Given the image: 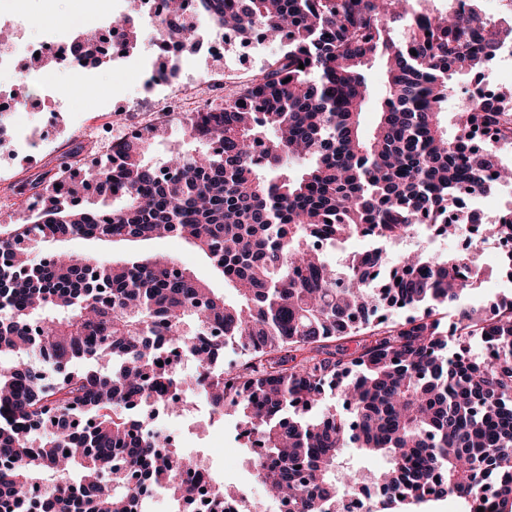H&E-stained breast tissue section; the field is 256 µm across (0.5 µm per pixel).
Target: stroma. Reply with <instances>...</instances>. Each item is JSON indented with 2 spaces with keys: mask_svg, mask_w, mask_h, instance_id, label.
Returning a JSON list of instances; mask_svg holds the SVG:
<instances>
[{
  "mask_svg": "<svg viewBox=\"0 0 512 512\" xmlns=\"http://www.w3.org/2000/svg\"><path fill=\"white\" fill-rule=\"evenodd\" d=\"M278 52L275 45L256 37L249 42L228 41L224 54L218 58L189 50L179 60L180 72L194 70L201 75L223 80L225 85L250 78ZM158 63L156 52L147 39H140L129 57L95 67L94 84L101 87L99 102L92 107L79 99V76L53 68H46L38 80L24 78L19 72L0 74V97L10 98L18 88H25L30 98H42L43 88H50L51 102L38 114L42 138L34 143H21L15 149L0 151V235L9 233L20 220L13 210L15 198L37 203L40 189L56 172L60 161L69 159L77 151L76 141L70 138V129L78 124H89L98 142H105L122 133L119 125L108 123V116L117 114L129 122H143L140 101L147 71ZM52 251H66L94 257L103 262L142 255L162 256L179 262L206 280L216 292H223L224 280L208 260L183 240L166 237L132 244H112L105 241H86L69 238L53 243ZM475 261L484 273L481 287L467 290L465 303L487 307L489 302L512 294V270L496 256L476 252ZM185 446H202L204 459L216 468L227 482L244 487L247 499L242 512H267L264 488L257 483L250 468V455L240 435L236 417L228 416L214 424H202L186 438Z\"/></svg>",
  "mask_w": 512,
  "mask_h": 512,
  "instance_id": "stroma-1",
  "label": "stroma"
}]
</instances>
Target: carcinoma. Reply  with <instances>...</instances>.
I'll use <instances>...</instances> for the list:
<instances>
[{
  "instance_id": "carcinoma-1",
  "label": "carcinoma",
  "mask_w": 512,
  "mask_h": 512,
  "mask_svg": "<svg viewBox=\"0 0 512 512\" xmlns=\"http://www.w3.org/2000/svg\"><path fill=\"white\" fill-rule=\"evenodd\" d=\"M202 2L213 28L286 41L224 100L182 117L205 151L152 163L155 129L113 144L83 175L63 161L35 215L0 238V252L19 259L0 264V354L13 359L0 365V505L46 481L53 492L21 512H147L160 493L191 504L199 490L179 474L197 461L161 443L145 407L179 413L197 394L259 444L254 476L288 512H348L371 485L383 505L453 498L466 512H512V298L487 310L461 303L458 252L418 245L390 268L384 249L426 225L457 235L463 192L512 180L495 148L455 145L477 120L496 124V109L463 105L452 137L442 120L456 77L482 72L512 43V21L488 22L475 8L430 20L414 0ZM111 31L136 48L131 19H112ZM170 34L184 49L197 31ZM98 43L77 34L69 53L101 64ZM377 61L386 94L365 138V70ZM91 181L99 206L80 203ZM362 233L372 248L327 264L324 242ZM67 236L179 237L237 297L159 256L39 263L45 243ZM449 304L459 309L451 334L434 316ZM421 307L400 322L388 316ZM344 336L360 337L354 351L336 344ZM230 344L246 361L218 371ZM178 351L194 372L170 368L166 354ZM77 359L95 365L70 369ZM329 392L343 410L315 411ZM78 414L93 424L73 425ZM38 425L51 430L28 434ZM370 456L386 466H360ZM208 496L221 507L243 499L218 480Z\"/></svg>"
}]
</instances>
